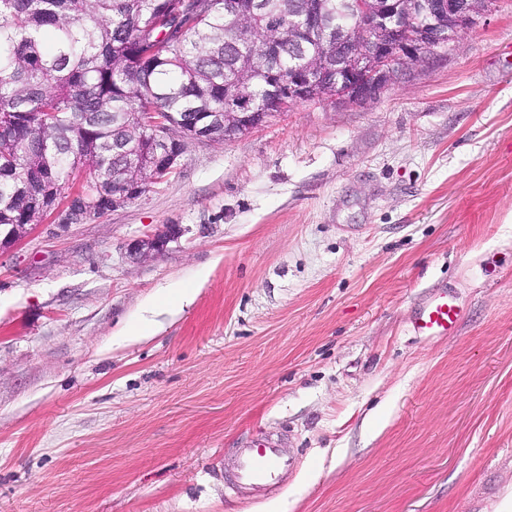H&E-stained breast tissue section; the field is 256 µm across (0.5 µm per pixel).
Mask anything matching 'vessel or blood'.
Returning <instances> with one entry per match:
<instances>
[{
    "label": "vessel or blood",
    "mask_w": 512,
    "mask_h": 512,
    "mask_svg": "<svg viewBox=\"0 0 512 512\" xmlns=\"http://www.w3.org/2000/svg\"><path fill=\"white\" fill-rule=\"evenodd\" d=\"M462 311L448 291L432 294L419 308L412 322L416 334L441 340L454 335ZM296 466L283 456L271 440H257L239 448L233 477L228 487L234 494L261 492L281 485Z\"/></svg>",
    "instance_id": "vessel-or-blood-1"
}]
</instances>
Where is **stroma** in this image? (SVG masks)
Segmentation results:
<instances>
[{"label":"stroma","mask_w":512,"mask_h":512,"mask_svg":"<svg viewBox=\"0 0 512 512\" xmlns=\"http://www.w3.org/2000/svg\"><path fill=\"white\" fill-rule=\"evenodd\" d=\"M175 224L158 255L127 245ZM206 280H199L200 270ZM192 304L133 340L170 284ZM464 311L431 340L437 288ZM273 435L299 470L224 494ZM512 0L375 98L307 101L0 252V512H504ZM462 319V310L442 289L432 294L419 308L412 322L413 330L420 336L441 340L453 336Z\"/></svg>","instance_id":"35a3bbf8"}]
</instances>
